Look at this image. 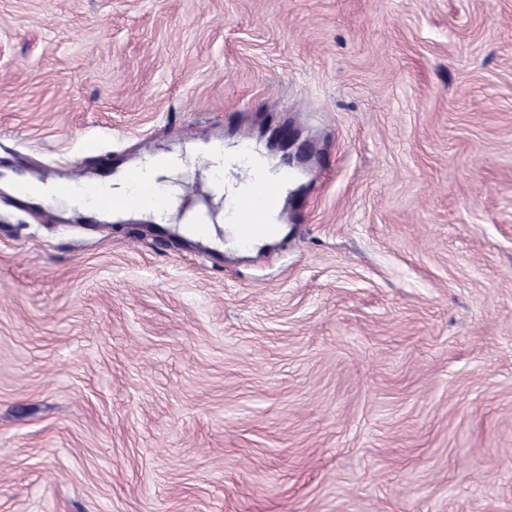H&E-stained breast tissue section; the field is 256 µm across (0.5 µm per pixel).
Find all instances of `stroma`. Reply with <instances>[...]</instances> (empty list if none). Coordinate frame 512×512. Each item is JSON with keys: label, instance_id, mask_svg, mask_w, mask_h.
Listing matches in <instances>:
<instances>
[{"label": "stroma", "instance_id": "35a3bbf8", "mask_svg": "<svg viewBox=\"0 0 512 512\" xmlns=\"http://www.w3.org/2000/svg\"><path fill=\"white\" fill-rule=\"evenodd\" d=\"M0 173L181 156L179 211L0 189V512H512V0H0ZM299 220L184 238L204 137Z\"/></svg>", "mask_w": 512, "mask_h": 512}]
</instances>
